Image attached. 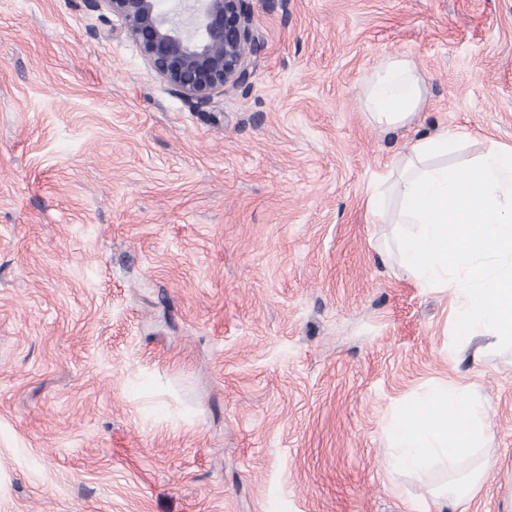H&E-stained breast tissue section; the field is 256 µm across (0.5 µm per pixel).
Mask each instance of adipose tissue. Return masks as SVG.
<instances>
[{
    "instance_id": "ef3b65f1",
    "label": "adipose tissue",
    "mask_w": 512,
    "mask_h": 512,
    "mask_svg": "<svg viewBox=\"0 0 512 512\" xmlns=\"http://www.w3.org/2000/svg\"><path fill=\"white\" fill-rule=\"evenodd\" d=\"M423 102V79L415 61L404 55L379 64L363 89L370 121L383 128L411 122ZM387 433L399 450L398 468L414 474L435 463L455 466L477 449L489 448L492 439L477 390L448 382L397 407Z\"/></svg>"
}]
</instances>
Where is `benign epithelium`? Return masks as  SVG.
Returning a JSON list of instances; mask_svg holds the SVG:
<instances>
[{
    "instance_id": "benign-epithelium-1",
    "label": "benign epithelium",
    "mask_w": 512,
    "mask_h": 512,
    "mask_svg": "<svg viewBox=\"0 0 512 512\" xmlns=\"http://www.w3.org/2000/svg\"><path fill=\"white\" fill-rule=\"evenodd\" d=\"M138 43L153 70L197 109L249 84L245 47L255 42L247 0H94Z\"/></svg>"
}]
</instances>
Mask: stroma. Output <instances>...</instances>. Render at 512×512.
Returning <instances> with one entry per match:
<instances>
[{"instance_id":"obj_1","label":"stroma","mask_w":512,"mask_h":512,"mask_svg":"<svg viewBox=\"0 0 512 512\" xmlns=\"http://www.w3.org/2000/svg\"><path fill=\"white\" fill-rule=\"evenodd\" d=\"M248 7V87L196 110L91 0H0V512H439L385 432L439 379L492 425L468 512H512V351L454 348L368 207L420 136L512 146V0ZM423 102V79L409 56L387 58L363 89L365 113L373 124L383 128L411 122Z\"/></svg>"}]
</instances>
